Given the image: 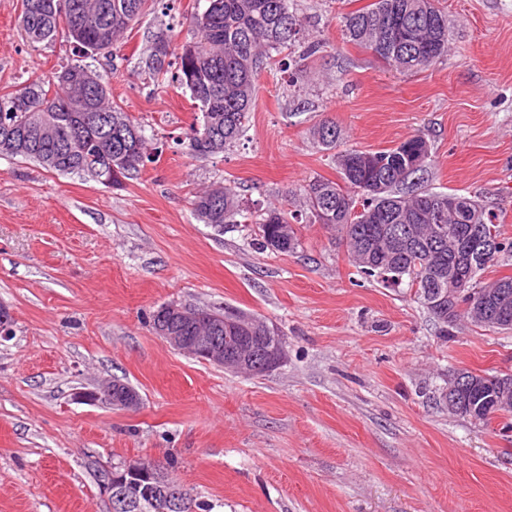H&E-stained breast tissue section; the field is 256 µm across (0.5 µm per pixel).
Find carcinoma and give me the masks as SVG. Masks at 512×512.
<instances>
[{
    "instance_id": "carcinoma-1",
    "label": "carcinoma",
    "mask_w": 512,
    "mask_h": 512,
    "mask_svg": "<svg viewBox=\"0 0 512 512\" xmlns=\"http://www.w3.org/2000/svg\"><path fill=\"white\" fill-rule=\"evenodd\" d=\"M206 9L193 17L194 40L177 45L172 27H159L151 34L144 70L157 83L168 81L169 62L175 57L174 79L190 91L201 113L192 126L188 148L199 155H214L243 136L253 110L257 76L273 62L281 70L290 64L274 59L299 41L304 19L293 11V0H206ZM162 0H22L20 27L32 45L54 39L59 30L80 46L87 56L121 58L123 34ZM112 28V39L103 46L97 29ZM342 41L371 51L388 67L399 72L421 73L447 55L448 17L435 0H371V3L342 14L338 22ZM112 113V140L121 143L130 136L131 152H102L104 129L100 111ZM43 122L55 125L62 141L73 148L51 154L41 148L34 128ZM333 158L341 181L315 178L300 193L289 191L284 203L266 210L255 233L261 250L293 253L299 246L297 229L288 205L301 196L309 223L320 224L346 240L350 261L363 275L413 293L441 324L443 333L467 317L493 329L512 330V276L490 284L478 276L499 257L512 259V238L495 224L496 217L466 193L420 191L413 179L422 175L431 161V146L420 133L408 136L393 147L380 150L343 149L342 130L329 117L309 130ZM148 139L145 130L112 99L106 79L85 65H70L48 78L35 79L23 87L0 94V156L35 161L59 174H76L102 184L119 185L138 175L145 162ZM419 151L415 168L403 166L402 151ZM456 198L464 220L478 224L499 240V249L474 267L458 260L460 243L448 234V199ZM197 218L214 228L226 230L244 217L238 194L230 187L206 189L196 195ZM472 291L442 309L431 305L429 288L448 291V285ZM507 293L504 306H477L479 297ZM479 386L470 395L476 415L485 426L499 415L489 398L498 376L478 375Z\"/></svg>"
}]
</instances>
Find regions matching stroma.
Listing matches in <instances>:
<instances>
[{"label": "stroma", "instance_id": "stroma-1", "mask_svg": "<svg viewBox=\"0 0 512 512\" xmlns=\"http://www.w3.org/2000/svg\"><path fill=\"white\" fill-rule=\"evenodd\" d=\"M369 0H296L321 52L256 80L241 140L194 156L189 90L156 85L142 59L159 24L176 43L206 0H172L123 40V60L65 38L22 36V0H0V92L87 64L141 123L152 159L108 187L0 156V512H112L91 462L176 460L203 512H512V429L449 414L455 369L512 371V333L464 320L448 336L405 291L357 273L339 235L298 224L296 253L257 250L265 209L315 178L338 180L308 129L333 118L347 148L420 132L422 190L476 192L512 237V0H439L450 50L399 73L343 44L338 18ZM237 192L247 223L217 231L192 200ZM177 303L242 310L277 328L285 358L249 376L173 350L151 314ZM121 379L136 410L78 400Z\"/></svg>", "mask_w": 512, "mask_h": 512}]
</instances>
